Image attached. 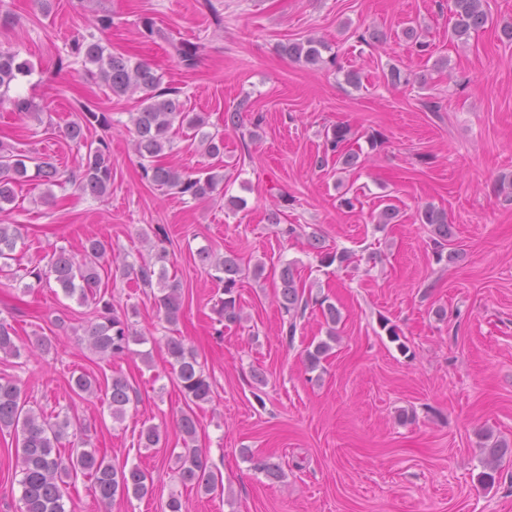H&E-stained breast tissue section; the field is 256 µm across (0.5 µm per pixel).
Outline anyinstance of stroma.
I'll return each instance as SVG.
<instances>
[{
    "mask_svg": "<svg viewBox=\"0 0 512 512\" xmlns=\"http://www.w3.org/2000/svg\"><path fill=\"white\" fill-rule=\"evenodd\" d=\"M486 2L489 24L463 42L451 32L452 0H0V13L14 17L0 27V49L34 65L15 92L49 106L38 122L0 102V141L70 169L76 148L64 132L78 103L112 117L102 133L112 157L108 196L68 184L48 199L28 182L0 213V224L24 227L15 277L53 249L80 252L92 236L131 263L153 258L162 244L182 284L173 331L213 382L211 403L196 412L198 444L224 492L203 495L175 473L176 420L186 401L172 381L165 323L149 289L103 276L113 304L135 308L133 327L148 341L97 364L82 333L91 307L55 286L0 287V317H15L25 346L20 358H0V376L20 379L34 409L77 412L99 453L153 477L152 495L116 501L112 512H162L173 493L186 512H512V457L494 484L478 480L484 433L512 440V191L501 186L512 178V44L500 34L512 23V0ZM106 14L104 45L149 62L164 85L181 88L189 107L207 114L210 130L223 132L224 185L211 199L195 202L142 178L129 132L136 98L113 96L80 61L58 70L74 37L96 31ZM144 17L175 39L203 44L196 68L184 70L165 42L147 38ZM409 22L429 53L404 39ZM374 30L385 40H363ZM310 35L329 43L333 60L309 65L283 53ZM392 66L411 83L388 85L383 73ZM349 71L359 84L346 82ZM244 99L243 132L225 129V112ZM339 124L362 148L347 172L318 164L325 133ZM253 129L258 139L247 138ZM372 135L381 147H370ZM232 197L244 207L229 209ZM346 197L354 208L341 206ZM387 199L400 211L397 223L377 221ZM428 204L448 213L461 249L455 260L437 261L429 246L417 219ZM281 223L301 225L302 235L282 237ZM311 232L350 262L321 265L307 245ZM204 246L265 265V277L240 284V324L216 320L217 288L197 256ZM288 261L312 296L340 314L336 340L313 371L305 353L327 339L328 326L313 305L295 337L283 332L272 272ZM38 336L51 339L49 353L31 349ZM75 370L127 378L123 421H113L104 392L81 399L70 391ZM146 424L160 427L158 447L141 446ZM15 448L14 435L1 433L0 512L19 505L18 478L7 468ZM245 448L279 463L282 479L255 471Z\"/></svg>",
    "mask_w": 512,
    "mask_h": 512,
    "instance_id": "stroma-1",
    "label": "stroma"
}]
</instances>
